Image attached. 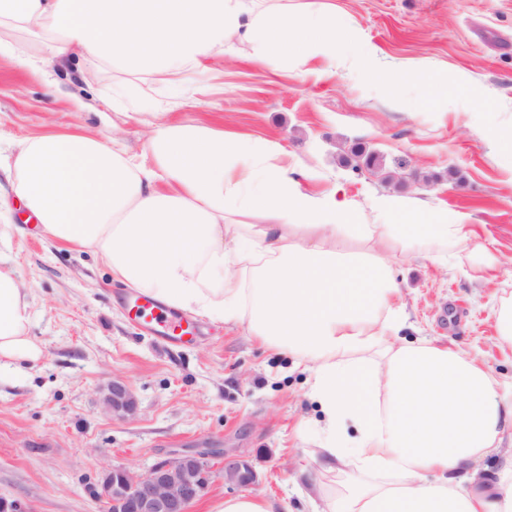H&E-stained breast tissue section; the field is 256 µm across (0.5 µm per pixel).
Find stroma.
<instances>
[{
    "label": "stroma",
    "mask_w": 512,
    "mask_h": 512,
    "mask_svg": "<svg viewBox=\"0 0 512 512\" xmlns=\"http://www.w3.org/2000/svg\"><path fill=\"white\" fill-rule=\"evenodd\" d=\"M336 9V25L356 28L377 49L363 67L342 53L335 77L289 69L281 59L213 58L211 73L172 87L83 63L64 72L53 38L0 27V38L25 46L38 70L0 56V154L25 137L81 125L118 137L141 153L151 112L174 122L280 142L295 167L322 190L344 185L368 210L373 197L397 194L427 209L466 216L479 242L439 261L395 256L407 316L400 340H434L481 354L512 382V349L497 343L489 308L512 295V175L480 133L481 119L512 120V0H313ZM386 72L402 99L393 106L379 83ZM448 79V109L432 103V83ZM121 100L124 113L112 110ZM376 167L345 164L354 148ZM412 176L403 177L400 161ZM0 225L12 267L32 304L29 333L44 346L25 372L0 369V502L33 512H103L88 480L112 466L149 469L176 453L210 451L213 483L191 512H212L239 487L225 483L219 453L234 449L261 475L253 494L278 512H320L334 475L307 483L319 440L320 410L303 366L261 346L246 326L197 318L187 344L165 346L128 317L124 285L87 251L59 247L24 222L0 172ZM494 263L497 279L481 278ZM125 380L137 399L131 418L102 408L103 388Z\"/></svg>",
    "instance_id": "35a3bbf8"
}]
</instances>
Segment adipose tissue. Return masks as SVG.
Returning <instances> with one entry per match:
<instances>
[{
    "label": "adipose tissue",
    "mask_w": 512,
    "mask_h": 512,
    "mask_svg": "<svg viewBox=\"0 0 512 512\" xmlns=\"http://www.w3.org/2000/svg\"><path fill=\"white\" fill-rule=\"evenodd\" d=\"M2 24L53 34L58 62L169 83L245 46L292 68L335 67L343 45L375 54L301 0H0ZM147 147L139 160L89 132L47 133L21 141L6 174L51 239L90 250L113 280L308 363L316 462L346 477L323 512H512V456L498 453L512 385L481 356L396 339L393 254L444 258L475 232L444 211L407 223L409 198L363 212L343 186L310 191L276 141L159 118ZM30 322L26 288L0 264V367L42 359Z\"/></svg>",
    "instance_id": "adipose-tissue-1"
}]
</instances>
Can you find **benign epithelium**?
<instances>
[{
	"label": "benign epithelium",
	"mask_w": 512,
	"mask_h": 512,
	"mask_svg": "<svg viewBox=\"0 0 512 512\" xmlns=\"http://www.w3.org/2000/svg\"><path fill=\"white\" fill-rule=\"evenodd\" d=\"M103 402L112 416L123 419L134 415L137 406L132 389L120 379L108 385ZM222 475L224 482L240 488L260 482L259 473L243 455H224ZM211 482L208 453L186 451L157 462L144 473L114 466L104 471L90 490L103 502L105 512H189Z\"/></svg>",
	"instance_id": "obj_1"
}]
</instances>
